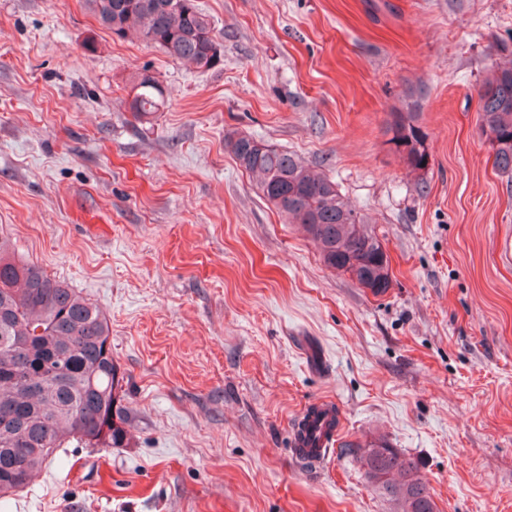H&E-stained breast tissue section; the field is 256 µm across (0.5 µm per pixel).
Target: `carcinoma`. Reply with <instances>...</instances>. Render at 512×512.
<instances>
[{
	"label": "carcinoma",
	"mask_w": 512,
	"mask_h": 512,
	"mask_svg": "<svg viewBox=\"0 0 512 512\" xmlns=\"http://www.w3.org/2000/svg\"><path fill=\"white\" fill-rule=\"evenodd\" d=\"M113 35L134 30L173 59L200 70L224 62V47L195 0H86ZM132 111L160 110L164 94L152 75L135 77ZM479 125L499 171L512 177V65L496 67L480 90ZM387 131L415 171L429 158L427 133L413 112H394ZM225 146L258 177L262 196L291 224L304 227L325 265L383 295L389 263L365 250L378 236L350 208L337 184L295 153L231 131ZM122 379L112 361L111 327L95 306L40 266L15 258L0 237V496L23 491L58 448H127L131 434L122 406ZM359 456L368 483L391 512H436L417 460L383 439Z\"/></svg>",
	"instance_id": "cac0c4a2"
}]
</instances>
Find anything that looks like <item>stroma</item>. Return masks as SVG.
<instances>
[{
	"label": "stroma",
	"instance_id": "1",
	"mask_svg": "<svg viewBox=\"0 0 512 512\" xmlns=\"http://www.w3.org/2000/svg\"><path fill=\"white\" fill-rule=\"evenodd\" d=\"M196 3L221 68L118 39L84 0H0V236L108 319L132 435L57 449L0 512H389L344 449L377 436L436 512H512V182L477 121L512 0ZM143 70L165 104L139 119ZM413 109L421 173L386 131ZM230 131L336 182L386 294L325 266ZM321 398L344 426L310 467L292 428Z\"/></svg>",
	"mask_w": 512,
	"mask_h": 512
}]
</instances>
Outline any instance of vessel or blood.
<instances>
[{
    "mask_svg": "<svg viewBox=\"0 0 512 512\" xmlns=\"http://www.w3.org/2000/svg\"><path fill=\"white\" fill-rule=\"evenodd\" d=\"M307 427L303 435L295 437L293 446L297 459L317 463L336 443L343 423L341 412L333 400L321 399L307 407Z\"/></svg>",
    "mask_w": 512,
    "mask_h": 512,
    "instance_id": "vessel-or-blood-1",
    "label": "vessel or blood"
}]
</instances>
